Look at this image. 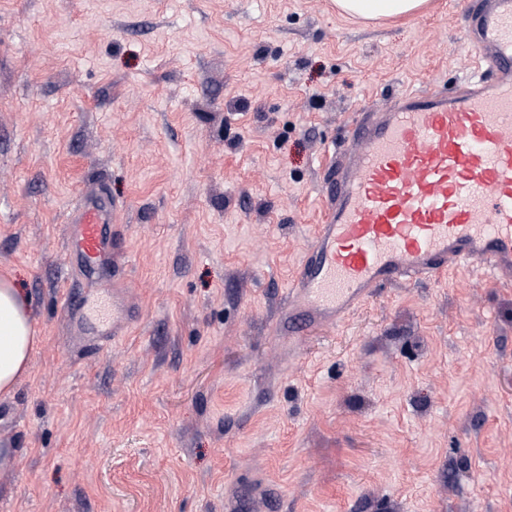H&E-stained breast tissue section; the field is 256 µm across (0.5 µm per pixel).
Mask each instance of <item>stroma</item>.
<instances>
[{"label":"stroma","mask_w":512,"mask_h":512,"mask_svg":"<svg viewBox=\"0 0 512 512\" xmlns=\"http://www.w3.org/2000/svg\"><path fill=\"white\" fill-rule=\"evenodd\" d=\"M463 8L0 0V275L41 338L0 397V512H512V287L463 268L269 331L332 138L469 74ZM99 183L142 318L94 354L63 226ZM427 0H336V6L346 15L365 20H382L418 11Z\"/></svg>","instance_id":"stroma-1"}]
</instances>
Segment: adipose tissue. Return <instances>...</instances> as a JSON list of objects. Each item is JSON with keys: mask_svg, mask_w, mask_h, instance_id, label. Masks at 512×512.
Masks as SVG:
<instances>
[{"mask_svg": "<svg viewBox=\"0 0 512 512\" xmlns=\"http://www.w3.org/2000/svg\"><path fill=\"white\" fill-rule=\"evenodd\" d=\"M427 0H336L346 15L382 20L418 11ZM40 338L27 302L12 280L0 277V396L10 395L29 370Z\"/></svg>", "mask_w": 512, "mask_h": 512, "instance_id": "obj_1", "label": "adipose tissue"}]
</instances>
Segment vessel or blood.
<instances>
[{"mask_svg":"<svg viewBox=\"0 0 512 512\" xmlns=\"http://www.w3.org/2000/svg\"><path fill=\"white\" fill-rule=\"evenodd\" d=\"M477 70L352 114L321 167L323 222L307 246L273 337L339 325L380 288L472 265L512 273V0H467ZM118 204L85 191L66 221L63 311L74 335L104 349L138 322L128 300ZM111 302L108 317L91 316Z\"/></svg>","mask_w":512,"mask_h":512,"instance_id":"1","label":"vessel or blood"}]
</instances>
